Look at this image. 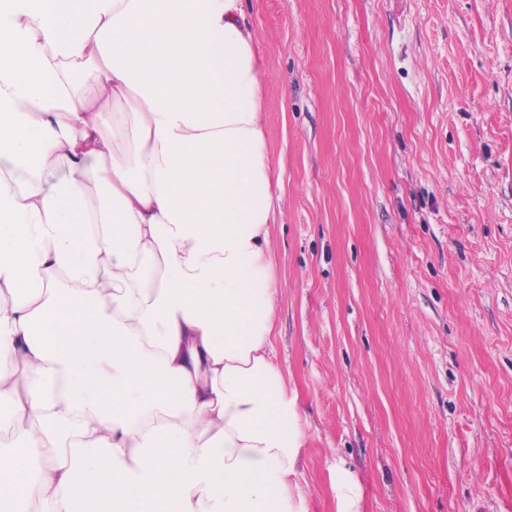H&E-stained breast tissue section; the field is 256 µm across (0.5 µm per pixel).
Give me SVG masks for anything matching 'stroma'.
I'll use <instances>...</instances> for the list:
<instances>
[{"label":"stroma","instance_id":"stroma-1","mask_svg":"<svg viewBox=\"0 0 512 512\" xmlns=\"http://www.w3.org/2000/svg\"><path fill=\"white\" fill-rule=\"evenodd\" d=\"M290 512H512V0H245Z\"/></svg>","mask_w":512,"mask_h":512}]
</instances>
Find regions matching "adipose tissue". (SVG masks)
<instances>
[{
  "mask_svg": "<svg viewBox=\"0 0 512 512\" xmlns=\"http://www.w3.org/2000/svg\"><path fill=\"white\" fill-rule=\"evenodd\" d=\"M264 76L243 0H0V512H289Z\"/></svg>",
  "mask_w": 512,
  "mask_h": 512,
  "instance_id": "obj_1",
  "label": "adipose tissue"
}]
</instances>
